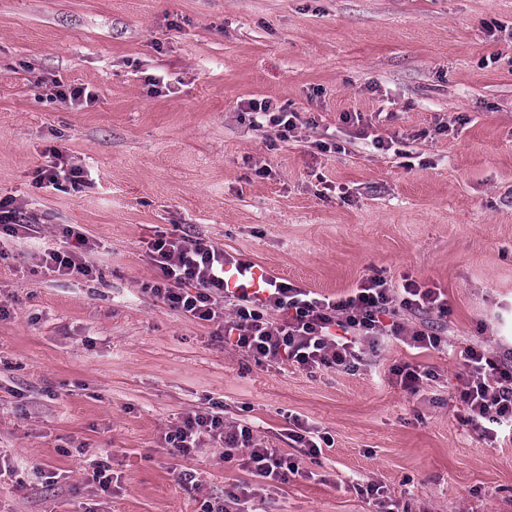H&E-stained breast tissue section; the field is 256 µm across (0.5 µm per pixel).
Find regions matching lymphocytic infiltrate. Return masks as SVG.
Instances as JSON below:
<instances>
[{"label":"lymphocytic infiltrate","mask_w":512,"mask_h":512,"mask_svg":"<svg viewBox=\"0 0 512 512\" xmlns=\"http://www.w3.org/2000/svg\"><path fill=\"white\" fill-rule=\"evenodd\" d=\"M248 112L252 126L273 128L283 140L297 127V113L268 100L251 102ZM83 181L82 169L52 148L36 171L35 186L58 190ZM63 238L60 248L44 254L43 267L60 275L92 276L90 240L70 226ZM146 248L155 275L144 292L185 318L214 324L215 336L259 366L288 362L309 373L355 371L385 339L426 350L448 342L432 323L447 317V299L440 289L413 280L394 286L374 274L336 299L255 274L253 263L227 257L203 238L160 232ZM455 379L459 422L487 444L512 442V350L463 347ZM164 440L183 456L202 442L218 444L225 461L244 459L256 477L267 481H283L299 471L297 461L264 445L250 426L225 422L220 411L186 413Z\"/></svg>","instance_id":"obj_1"}]
</instances>
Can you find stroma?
Returning a JSON list of instances; mask_svg holds the SVG:
<instances>
[{"instance_id": "stroma-1", "label": "stroma", "mask_w": 512, "mask_h": 512, "mask_svg": "<svg viewBox=\"0 0 512 512\" xmlns=\"http://www.w3.org/2000/svg\"><path fill=\"white\" fill-rule=\"evenodd\" d=\"M262 99L299 113L288 140L244 120ZM52 147L85 184L34 187ZM0 195L39 226L0 238V512H200L236 486L255 512H374L369 481L408 512H512V444L471 435L454 389L457 351L512 346V0H0ZM69 225L92 279L40 266ZM176 228L326 297L374 273L441 289L448 345L385 344L374 373L255 365L143 292L147 241ZM403 363L439 378L409 395ZM214 403L301 474L169 454ZM292 415L330 436L317 460ZM293 425L295 429H288V438L303 447L302 453L309 459L315 460L322 453V447L313 439L314 437L306 434H312L308 427L298 418H293ZM306 434H303L301 432Z\"/></svg>"}]
</instances>
